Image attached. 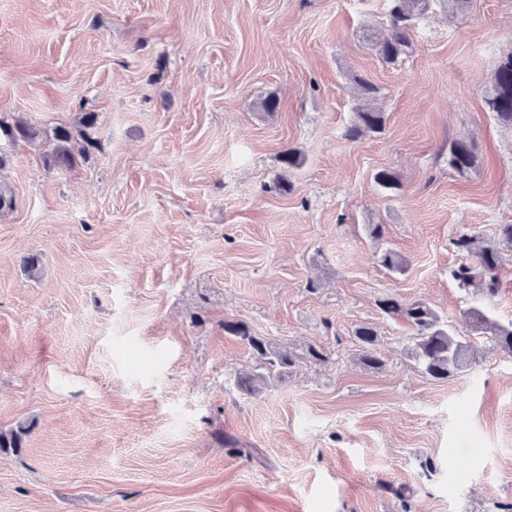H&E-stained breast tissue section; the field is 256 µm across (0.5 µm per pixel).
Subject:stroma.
Returning a JSON list of instances; mask_svg holds the SVG:
<instances>
[{"label": "stroma", "instance_id": "obj_1", "mask_svg": "<svg viewBox=\"0 0 512 512\" xmlns=\"http://www.w3.org/2000/svg\"><path fill=\"white\" fill-rule=\"evenodd\" d=\"M390 31L388 0H0V112H92L98 140L63 170L0 140V429L28 428L0 512H512V355L465 318L512 321V128L485 103L512 0L436 2L394 64ZM357 76L386 122L352 140ZM464 235L502 254L493 297L451 276ZM387 298L474 365L424 374ZM228 322L293 366L242 391L262 363ZM477 156L473 145L465 141H453L448 146V166L464 174L476 165ZM355 333L359 342L363 346V353L361 357L362 362L373 369L381 368L382 362L377 358L372 349L377 341V331L375 328L368 324L362 325L357 328Z\"/></svg>", "mask_w": 512, "mask_h": 512}]
</instances>
